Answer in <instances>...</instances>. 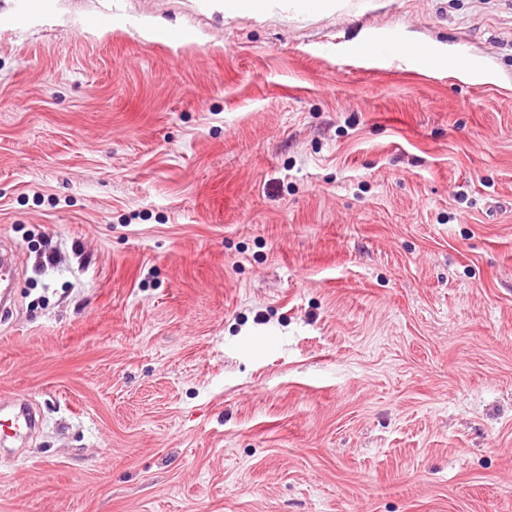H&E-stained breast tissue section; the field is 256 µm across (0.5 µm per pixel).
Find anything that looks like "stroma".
Segmentation results:
<instances>
[{
	"label": "stroma",
	"instance_id": "1",
	"mask_svg": "<svg viewBox=\"0 0 512 512\" xmlns=\"http://www.w3.org/2000/svg\"><path fill=\"white\" fill-rule=\"evenodd\" d=\"M1 243L0 512H512V0H0ZM15 263L12 253L0 254V304L5 303L11 295V288L15 278ZM39 425L36 411L32 404L15 398H2L0 402L1 441L4 438H16L27 435ZM7 427L10 431H6Z\"/></svg>",
	"mask_w": 512,
	"mask_h": 512
}]
</instances>
